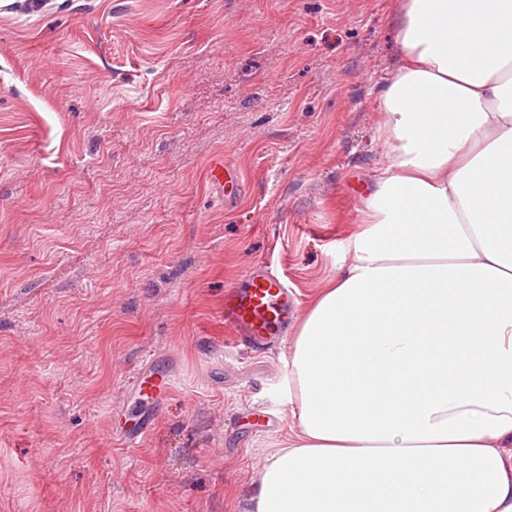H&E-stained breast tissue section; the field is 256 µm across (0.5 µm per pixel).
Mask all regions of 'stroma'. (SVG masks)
<instances>
[{"instance_id": "obj_1", "label": "stroma", "mask_w": 512, "mask_h": 512, "mask_svg": "<svg viewBox=\"0 0 512 512\" xmlns=\"http://www.w3.org/2000/svg\"><path fill=\"white\" fill-rule=\"evenodd\" d=\"M0 5V512H244L288 434V346L232 348L258 265L308 301L381 150L397 0ZM244 190L210 184L216 156ZM175 382L116 429L146 361Z\"/></svg>"}]
</instances>
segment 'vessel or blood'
Wrapping results in <instances>:
<instances>
[{"label":"vessel or blood","mask_w":512,"mask_h":512,"mask_svg":"<svg viewBox=\"0 0 512 512\" xmlns=\"http://www.w3.org/2000/svg\"><path fill=\"white\" fill-rule=\"evenodd\" d=\"M212 183L233 202L241 191L229 164L216 158L210 166ZM297 298L279 277L255 268L240 282L225 288L221 303L224 323L233 332V343L260 347L282 341L296 311ZM172 388V376L148 365L139 372L133 401L120 436L128 443L142 440L151 430L153 417Z\"/></svg>","instance_id":"vessel-or-blood-1"}]
</instances>
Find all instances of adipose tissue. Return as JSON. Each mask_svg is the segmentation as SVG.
Wrapping results in <instances>:
<instances>
[{
	"label": "adipose tissue",
	"mask_w": 512,
	"mask_h": 512,
	"mask_svg": "<svg viewBox=\"0 0 512 512\" xmlns=\"http://www.w3.org/2000/svg\"><path fill=\"white\" fill-rule=\"evenodd\" d=\"M383 161L248 512H512V0H399Z\"/></svg>",
	"instance_id": "obj_1"
}]
</instances>
